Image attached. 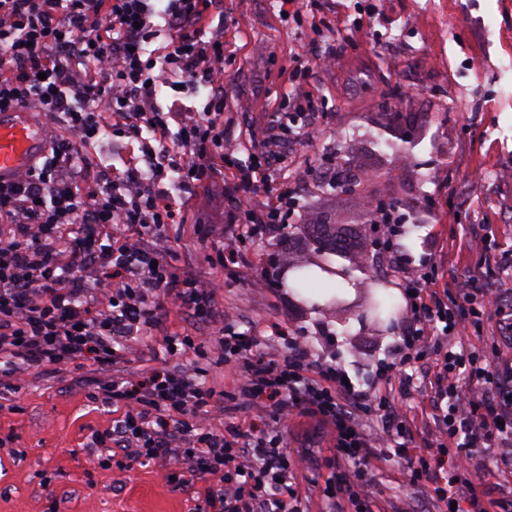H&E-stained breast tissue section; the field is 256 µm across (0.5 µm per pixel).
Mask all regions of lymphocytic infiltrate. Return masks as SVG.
Masks as SVG:
<instances>
[{
    "label": "lymphocytic infiltrate",
    "instance_id": "obj_1",
    "mask_svg": "<svg viewBox=\"0 0 512 512\" xmlns=\"http://www.w3.org/2000/svg\"><path fill=\"white\" fill-rule=\"evenodd\" d=\"M222 0H0V109L21 105L34 112L46 133L47 153L0 183V385L35 370L54 371L79 361L95 365L96 395L121 409L111 431L96 443L132 462L187 463L200 476L217 479L208 491V512H301L294 464L281 448V428L291 418L311 417L328 432L336 469L326 496L353 512H373L375 482L368 462L387 453L403 460L415 481H435L447 472L457 481L464 463L477 455L503 460L512 446V396L501 390L496 369L481 366L474 352L455 347L466 327H481L489 314L491 286L512 270V257L454 280L455 299L444 303L431 287L439 277L432 258L410 260L393 250L386 275L399 288L405 320L392 363L403 389L430 374L428 353L443 355L434 373L432 397L442 424L435 451L418 456L406 415L388 399L372 400L346 384L345 370L315 359L307 344L282 325H272L282 342L274 355L251 334H240L222 315L220 355H247L245 381L237 397L263 410L262 428L206 425L216 401L200 369L161 364L131 382L115 374L123 341L147 335L163 322L158 292L180 310L212 312L217 284L191 271L172 272L169 227L187 221L164 180L192 198L217 176L230 141L224 135V51L204 40L210 14ZM170 42L162 56L147 46L160 30ZM203 87V111L167 113L157 103L161 83ZM285 112L297 139L322 133L320 108L295 94ZM112 117L114 133L136 141L137 157L120 174L99 171L80 147ZM179 126L167 144L170 123ZM286 154L275 131L263 141L262 158L236 165L229 198L239 210L219 230L233 242L229 260L250 267L238 244L268 233L280 249L290 241L283 223L298 209L289 184L265 191L257 186ZM90 215L103 227L92 235L79 222ZM435 499L455 512H512V500L476 496L454 505L447 487Z\"/></svg>",
    "mask_w": 512,
    "mask_h": 512
}]
</instances>
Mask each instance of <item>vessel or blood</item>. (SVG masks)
<instances>
[{
	"instance_id": "vessel-or-blood-1",
	"label": "vessel or blood",
	"mask_w": 512,
	"mask_h": 512,
	"mask_svg": "<svg viewBox=\"0 0 512 512\" xmlns=\"http://www.w3.org/2000/svg\"><path fill=\"white\" fill-rule=\"evenodd\" d=\"M46 150L44 132L28 110L0 111V181L9 182L20 167L32 163Z\"/></svg>"
}]
</instances>
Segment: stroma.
<instances>
[{"instance_id":"obj_1","label":"stroma","mask_w":512,"mask_h":512,"mask_svg":"<svg viewBox=\"0 0 512 512\" xmlns=\"http://www.w3.org/2000/svg\"><path fill=\"white\" fill-rule=\"evenodd\" d=\"M205 33L224 38V131L242 162L260 152L272 114L288 109L292 56L304 46L343 43L344 57L335 69L313 70L300 88L318 99L325 125L339 132L290 147L288 167L298 178L303 222L339 224L364 210L362 197L319 184L318 173L333 172L343 153L357 176L378 175L374 191L397 196L407 223L424 217L419 234L401 240L411 259L429 254L454 263L455 273L462 274L475 272L486 251L512 252V179L499 176L512 167V0H329L322 13L298 8L293 0H223ZM245 98L260 102L261 110L240 111ZM393 102L404 124L420 133L406 169L392 167V151L377 145L389 136L377 115ZM185 209L187 223L170 228L173 272L190 268L226 279L217 309L234 310L241 327L264 346L278 342L271 324L290 326L353 382L372 393L390 392L416 429L418 444H425L435 429L425 392L386 389L379 374L392 358L395 334H374L354 320L343 328L335 312L299 305L276 282L280 251L268 237L246 243L267 288L256 290L246 274L229 276L213 230L227 219L223 178ZM507 287L501 315L464 341L479 354L494 352L512 361V334L503 329L505 316H512V281ZM157 301L166 314L163 325L126 344L119 376L139 380L165 357L163 338L174 333L194 342L178 363L201 368L204 382L216 391L233 392L239 374L195 348L201 338L217 336L218 317L189 319L171 297L161 294ZM97 378L95 366L86 362L32 372L16 392L0 387V437L9 440L0 447V512H198L209 479L183 464L131 466L123 457L107 458L92 443V432L110 428L120 416L93 400ZM283 435L284 452L307 461L297 479L304 512H331L323 494L333 454L329 435L308 418ZM371 467L378 479L376 512H393L403 501L415 512H439L431 484L414 483L398 460L375 458ZM468 478L458 495L471 485L494 499L512 492V472L489 457H477Z\"/></svg>"}]
</instances>
